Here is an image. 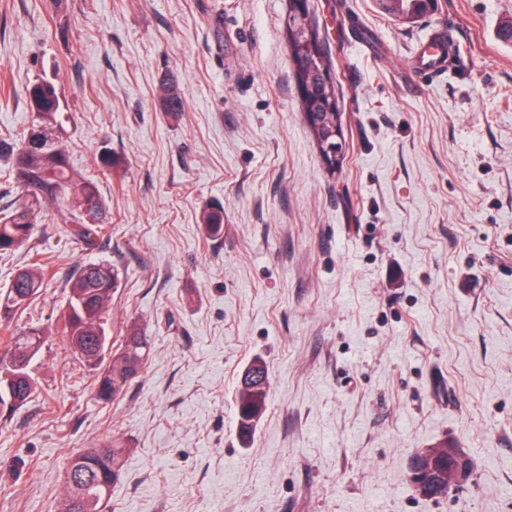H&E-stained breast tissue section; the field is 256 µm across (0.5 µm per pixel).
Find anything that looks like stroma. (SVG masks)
I'll list each match as a JSON object with an SVG mask.
<instances>
[{
  "label": "stroma",
  "instance_id": "35a3bbf8",
  "mask_svg": "<svg viewBox=\"0 0 512 512\" xmlns=\"http://www.w3.org/2000/svg\"><path fill=\"white\" fill-rule=\"evenodd\" d=\"M325 28L346 160L328 176L300 110L288 0H0V137L52 81L75 171L112 222L85 248L55 210L0 256V289L39 251L54 276L14 325L54 327L67 276L112 265L108 347L149 355L113 400L49 336L37 391L0 415V512H58L73 452L129 451L104 512H512V0H437L402 26L374 0H308ZM443 30L461 56L413 67ZM174 78L181 109L157 85ZM222 212L219 233L201 222ZM271 388L249 442L243 370ZM454 439L474 466L417 493L414 454Z\"/></svg>",
  "mask_w": 512,
  "mask_h": 512
}]
</instances>
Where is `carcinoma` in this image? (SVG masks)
<instances>
[{"instance_id":"obj_1","label":"carcinoma","mask_w":512,"mask_h":512,"mask_svg":"<svg viewBox=\"0 0 512 512\" xmlns=\"http://www.w3.org/2000/svg\"><path fill=\"white\" fill-rule=\"evenodd\" d=\"M433 0H376L377 7L394 20L409 25L425 16ZM285 34L290 49L296 85L312 83V71L333 74V62L326 36L308 7L296 10L295 0H288ZM339 101L337 83L316 88L301 97L302 111L320 155H325L323 139L330 128L343 127V112L326 111L327 98ZM163 107L179 103L177 85L165 79L159 89ZM29 106L35 117L28 132L18 141L0 139V159L11 166L18 196L0 206V254L25 245L34 233L42 206L65 200L68 209L58 212L60 220L70 223V234L85 246L94 245L109 224L98 194L96 180L75 172L69 165L64 145L66 126L71 116L62 111L55 86L37 81L28 90ZM49 270L39 256L20 269L5 292L0 294V341L9 347L8 359L0 358V413L24 406L36 391L29 365L41 349L45 331L38 325L10 329L7 323L22 307L43 290ZM116 274L104 262L86 263L69 280L68 308L57 321L55 334L78 354L85 365L100 371L97 394L108 401L117 396L138 375L149 353V339L144 333L122 337L108 363H103L107 346V327L112 321V290ZM270 381L266 366L256 361L244 372L237 396V425L242 438L254 431L266 406ZM458 448L452 439H442L418 453L411 467L420 464L430 470L428 486L415 490L423 497L434 498L439 490L466 484L470 476L448 468V450ZM126 448L117 442L98 448H85L70 455L65 464L64 494L60 512H102L122 469Z\"/></svg>"}]
</instances>
